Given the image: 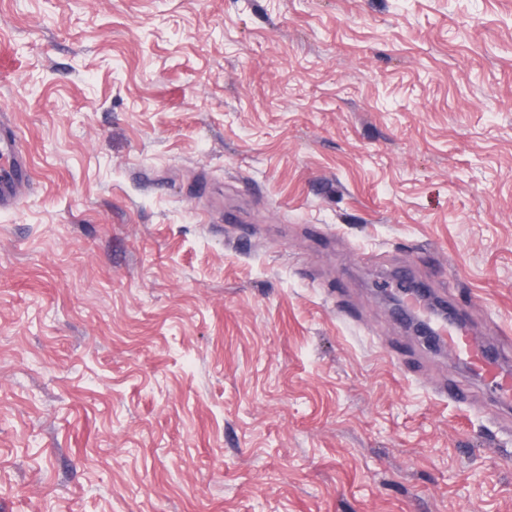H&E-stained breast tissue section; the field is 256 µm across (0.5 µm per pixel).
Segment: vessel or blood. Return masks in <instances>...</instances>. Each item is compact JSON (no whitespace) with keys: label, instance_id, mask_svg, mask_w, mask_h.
Wrapping results in <instances>:
<instances>
[{"label":"vessel or blood","instance_id":"vessel-or-blood-1","mask_svg":"<svg viewBox=\"0 0 512 512\" xmlns=\"http://www.w3.org/2000/svg\"><path fill=\"white\" fill-rule=\"evenodd\" d=\"M32 183L31 162L21 145L20 133L0 119V210L16 208ZM437 337L502 404H512V370L491 357L464 325L448 321L439 326Z\"/></svg>","mask_w":512,"mask_h":512}]
</instances>
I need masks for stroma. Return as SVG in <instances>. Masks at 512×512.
Listing matches in <instances>:
<instances>
[{
	"mask_svg": "<svg viewBox=\"0 0 512 512\" xmlns=\"http://www.w3.org/2000/svg\"><path fill=\"white\" fill-rule=\"evenodd\" d=\"M1 112L0 512H512L381 297L512 356V0H0ZM33 183L27 152L21 145L19 130L0 116V210L16 208L23 192Z\"/></svg>",
	"mask_w": 512,
	"mask_h": 512,
	"instance_id": "obj_1",
	"label": "stroma"
}]
</instances>
